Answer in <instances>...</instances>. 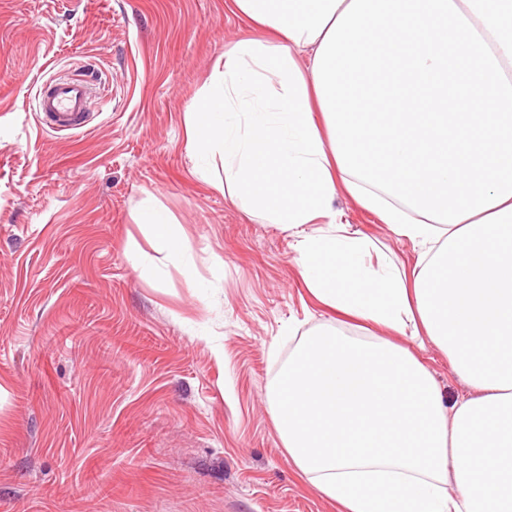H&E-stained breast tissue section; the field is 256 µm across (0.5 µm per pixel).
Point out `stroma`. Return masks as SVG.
Here are the masks:
<instances>
[{
	"label": "stroma",
	"mask_w": 512,
	"mask_h": 512,
	"mask_svg": "<svg viewBox=\"0 0 512 512\" xmlns=\"http://www.w3.org/2000/svg\"><path fill=\"white\" fill-rule=\"evenodd\" d=\"M253 35L227 0H0V512H336L266 401L333 315L293 237L244 217L185 135L225 45ZM71 72L96 94L56 133L34 95ZM336 209L413 266L375 213ZM419 355L445 400L465 392L434 345ZM138 223L148 225L154 232V236L159 245L172 252L181 251L180 238L172 223L171 217L163 209H152L140 215Z\"/></svg>",
	"instance_id": "stroma-1"
}]
</instances>
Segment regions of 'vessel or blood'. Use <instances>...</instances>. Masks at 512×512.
<instances>
[{"instance_id": "vessel-or-blood-1", "label": "vessel or blood", "mask_w": 512, "mask_h": 512, "mask_svg": "<svg viewBox=\"0 0 512 512\" xmlns=\"http://www.w3.org/2000/svg\"><path fill=\"white\" fill-rule=\"evenodd\" d=\"M37 109L52 118L59 130H78L86 123L90 90L83 76L75 74L67 79L40 86L35 94Z\"/></svg>"}]
</instances>
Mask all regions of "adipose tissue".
Instances as JSON below:
<instances>
[{"mask_svg": "<svg viewBox=\"0 0 512 512\" xmlns=\"http://www.w3.org/2000/svg\"><path fill=\"white\" fill-rule=\"evenodd\" d=\"M350 2L232 0L260 35L225 46L185 114L197 172L222 167L241 213L297 235L307 292L362 325L302 337L269 402L337 512H512V198L446 225L341 172L313 63ZM340 192L414 245L413 271L339 219ZM401 336L428 339L467 393L445 404Z\"/></svg>", "mask_w": 512, "mask_h": 512, "instance_id": "adipose-tissue-1", "label": "adipose tissue"}]
</instances>
